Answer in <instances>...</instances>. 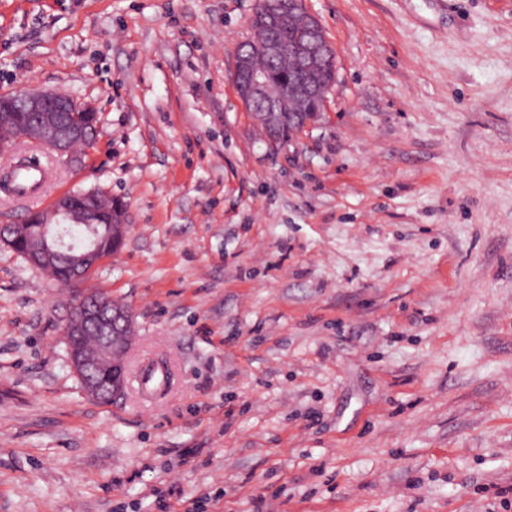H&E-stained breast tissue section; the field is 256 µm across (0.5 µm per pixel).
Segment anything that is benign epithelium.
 <instances>
[{
  "instance_id": "obj_1",
  "label": "benign epithelium",
  "mask_w": 512,
  "mask_h": 512,
  "mask_svg": "<svg viewBox=\"0 0 512 512\" xmlns=\"http://www.w3.org/2000/svg\"><path fill=\"white\" fill-rule=\"evenodd\" d=\"M288 24L291 38L282 40L278 32ZM247 25L251 36L235 50L233 81L239 98L254 120L275 140L288 124L302 130L314 122L323 111L336 72V47L327 39L320 21L309 11L307 0H288V13H282L275 0H256ZM285 56L299 61L295 75L286 81L271 77L263 62L277 61ZM5 112H34L37 117L30 126L33 141L47 147L58 157L80 163L93 151L94 140L84 141L81 153L74 154L71 139L80 133L73 129L60 132L55 112H84L97 115L95 108L74 96L51 90L34 91L27 87L0 95V115ZM100 211L94 207L76 210L73 197L58 196L50 212L39 215L44 240L37 251L25 255L36 269L53 261L57 246L66 243L67 224L74 222L94 227L100 223ZM110 230L124 237L127 230V207L115 206L111 212ZM101 261L96 242L88 241L75 257L69 274L72 286H80ZM132 315L126 309H116L110 300L92 292L76 291L73 310L64 325L69 343V363L83 384L85 394L93 400L101 395L93 363L87 361L79 343L87 339L97 346L98 362L112 365V394H122L128 385L129 373L125 361Z\"/></svg>"
}]
</instances>
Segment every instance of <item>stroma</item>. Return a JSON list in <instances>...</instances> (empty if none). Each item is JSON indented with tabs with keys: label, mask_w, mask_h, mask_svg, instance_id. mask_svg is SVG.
<instances>
[{
	"label": "stroma",
	"mask_w": 512,
	"mask_h": 512,
	"mask_svg": "<svg viewBox=\"0 0 512 512\" xmlns=\"http://www.w3.org/2000/svg\"><path fill=\"white\" fill-rule=\"evenodd\" d=\"M254 0H0V92L103 121L42 199L129 210L86 280L130 382L69 366L71 288L0 247V512H512V0H307L338 51L273 142L231 80Z\"/></svg>",
	"instance_id": "35a3bbf8"
}]
</instances>
